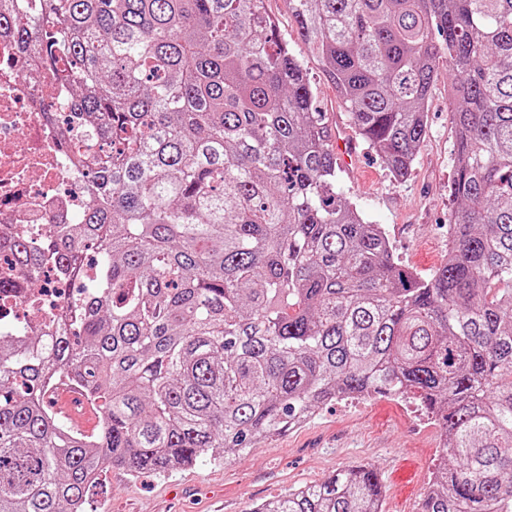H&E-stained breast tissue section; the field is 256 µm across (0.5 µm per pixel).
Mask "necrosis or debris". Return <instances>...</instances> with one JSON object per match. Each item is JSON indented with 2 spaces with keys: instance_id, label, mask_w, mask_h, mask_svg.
I'll return each mask as SVG.
<instances>
[{
  "instance_id": "necrosis-or-debris-1",
  "label": "necrosis or debris",
  "mask_w": 512,
  "mask_h": 512,
  "mask_svg": "<svg viewBox=\"0 0 512 512\" xmlns=\"http://www.w3.org/2000/svg\"><path fill=\"white\" fill-rule=\"evenodd\" d=\"M11 37L0 34V242L15 233L38 237L50 225L76 223L88 202L73 164L86 155L84 134L65 124L69 88L45 71L21 73ZM0 330L42 327L66 308L68 288L56 280L28 288L0 254Z\"/></svg>"
}]
</instances>
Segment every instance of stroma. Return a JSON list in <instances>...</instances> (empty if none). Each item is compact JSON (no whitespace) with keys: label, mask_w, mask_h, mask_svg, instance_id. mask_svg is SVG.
I'll use <instances>...</instances> for the list:
<instances>
[{"label":"stroma","mask_w":512,"mask_h":512,"mask_svg":"<svg viewBox=\"0 0 512 512\" xmlns=\"http://www.w3.org/2000/svg\"><path fill=\"white\" fill-rule=\"evenodd\" d=\"M264 7L306 69L329 134H341L356 145L359 165L340 170L343 197L384 230L395 261L431 277L448 256V218L454 208L455 131L447 67L434 76L426 136L412 173L397 181L359 137L334 85L299 36L288 0H265ZM441 446L437 421L421 410L414 395H374L353 404L339 399L320 406L307 423L240 455L228 458L217 450L193 466L162 473L109 471L89 492L84 512H252L285 490L323 482L357 464L379 472L383 512H420Z\"/></svg>","instance_id":"35a3bbf8"}]
</instances>
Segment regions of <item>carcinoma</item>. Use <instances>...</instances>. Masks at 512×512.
<instances>
[{
  "label": "carcinoma",
  "instance_id": "obj_1",
  "mask_svg": "<svg viewBox=\"0 0 512 512\" xmlns=\"http://www.w3.org/2000/svg\"><path fill=\"white\" fill-rule=\"evenodd\" d=\"M264 0H22L0 31L77 85L102 147L76 224L8 252L92 274L48 330L0 333V512H82L113 468L246 452L344 396L418 394L445 463L422 512H512V0H288L397 181L448 63L451 247L423 279L341 199L324 113ZM81 388L90 434L43 385ZM353 466L254 512H383Z\"/></svg>",
  "mask_w": 512,
  "mask_h": 512
}]
</instances>
